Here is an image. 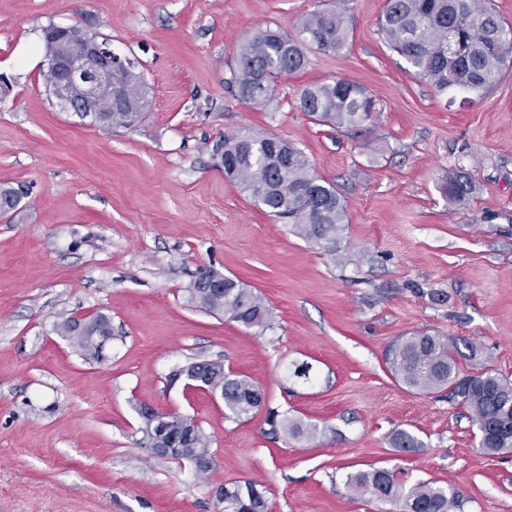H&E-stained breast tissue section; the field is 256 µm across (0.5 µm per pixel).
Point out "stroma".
I'll return each instance as SVG.
<instances>
[{"label":"stroma","mask_w":512,"mask_h":512,"mask_svg":"<svg viewBox=\"0 0 512 512\" xmlns=\"http://www.w3.org/2000/svg\"><path fill=\"white\" fill-rule=\"evenodd\" d=\"M385 0H0V187L21 194L0 217V512H218L220 485L260 484L267 512H401L352 492L374 468L402 487L431 481L459 512H512V453L477 446L446 393L396 381L387 347L416 332L471 342L462 372L512 378V69L483 96L436 91L408 72L378 27ZM344 10L335 53L309 50L264 108L228 81L243 36L292 32ZM77 25L133 56L149 110L105 129L60 108L46 80L43 30ZM349 78L375 101L353 129L297 107L308 84ZM243 129L303 151L333 183L347 227L335 252L300 236L228 181L217 145ZM474 195L448 202V174ZM239 280L273 313L266 330L194 307L199 267ZM112 325L102 356L62 336L67 317ZM223 362L264 393L226 417L176 370ZM309 379L291 377L295 365ZM194 417L215 466L142 448L139 407ZM317 424L316 439L271 438L269 410ZM399 430L419 448L390 444Z\"/></svg>","instance_id":"obj_1"}]
</instances>
